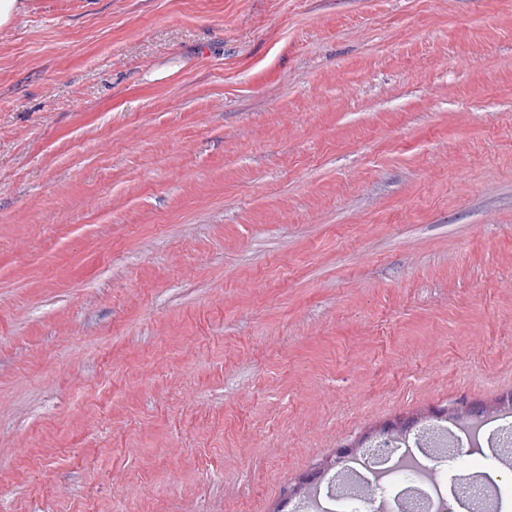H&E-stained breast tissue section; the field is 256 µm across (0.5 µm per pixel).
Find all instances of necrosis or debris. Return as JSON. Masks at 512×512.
<instances>
[{"label": "necrosis or debris", "mask_w": 512, "mask_h": 512, "mask_svg": "<svg viewBox=\"0 0 512 512\" xmlns=\"http://www.w3.org/2000/svg\"><path fill=\"white\" fill-rule=\"evenodd\" d=\"M512 416L438 422L435 443L420 434L366 442L345 468L329 472L316 487L290 502L292 512H448L444 468L461 436L496 440Z\"/></svg>", "instance_id": "obj_1"}]
</instances>
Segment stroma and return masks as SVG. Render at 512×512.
<instances>
[{"mask_svg": "<svg viewBox=\"0 0 512 512\" xmlns=\"http://www.w3.org/2000/svg\"><path fill=\"white\" fill-rule=\"evenodd\" d=\"M0 29V503L276 512L512 396V0H27Z\"/></svg>", "mask_w": 512, "mask_h": 512, "instance_id": "35a3bbf8", "label": "stroma"}]
</instances>
